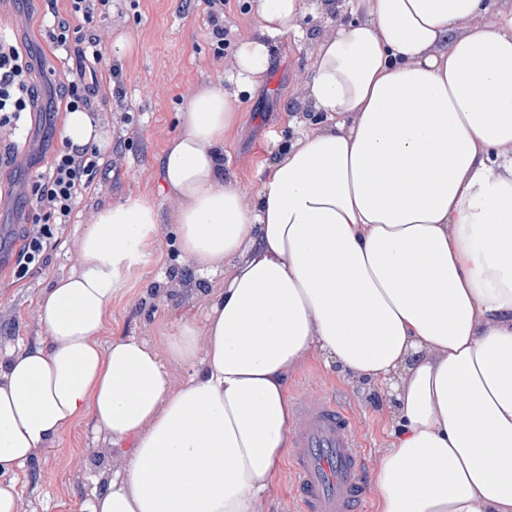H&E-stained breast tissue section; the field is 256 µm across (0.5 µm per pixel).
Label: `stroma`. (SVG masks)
<instances>
[{
	"instance_id": "stroma-1",
	"label": "stroma",
	"mask_w": 512,
	"mask_h": 512,
	"mask_svg": "<svg viewBox=\"0 0 512 512\" xmlns=\"http://www.w3.org/2000/svg\"><path fill=\"white\" fill-rule=\"evenodd\" d=\"M46 9L45 0H0V34L40 55L36 83L43 93L49 90L47 75L60 81L67 71L65 61L42 38ZM112 12V18L101 20L100 32H126L137 43L126 54L111 44L103 46L120 70L112 81L120 95L113 98V112L100 130L111 137L112 124L126 109L133 117L129 137L112 153V166L103 174L97 193L79 201L72 223L53 225L50 265L31 270L18 281L12 267L26 226L15 198L50 157L43 112L27 118L30 136L23 155L28 166L0 168V358L45 339L38 297L75 268L78 240L88 216L105 205L142 196L155 197L159 209L167 210L168 200L158 195L157 170L162 152L178 132L177 114L192 91L220 83L224 76L223 62L214 58L201 0H112ZM335 22L332 10L319 8L307 14L300 36L277 41L266 81L242 98L235 127L224 139V172L249 192H256L270 164L294 139L296 125L313 121L296 75L308 70L318 36ZM223 284V275L204 277L192 269L176 245L171 224L162 222L141 259L124 270L102 340L137 336L162 345L168 323L186 312L203 315L206 295ZM288 395L334 397L360 431L369 463H376L388 448L395 421L394 398L387 389L346 376L315 353L292 375ZM120 464V452L110 436L96 428L92 417H85L16 471L18 512H85L87 501Z\"/></svg>"
}]
</instances>
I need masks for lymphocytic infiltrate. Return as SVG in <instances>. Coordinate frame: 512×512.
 I'll list each match as a JSON object with an SVG mask.
<instances>
[{
	"instance_id": "obj_1",
	"label": "lymphocytic infiltrate",
	"mask_w": 512,
	"mask_h": 512,
	"mask_svg": "<svg viewBox=\"0 0 512 512\" xmlns=\"http://www.w3.org/2000/svg\"><path fill=\"white\" fill-rule=\"evenodd\" d=\"M111 0H49L44 15V33L58 51L90 57L89 66L70 70L55 87L64 111L82 110L92 119L111 109L113 76L118 70L107 64L97 31L98 16L108 14ZM38 59L22 54L12 40L0 39V131L9 160H17L25 117L38 105L33 73ZM104 156L96 144L74 146L63 141L55 148L45 171L31 182L27 203L31 215L24 243L15 258L13 274L23 278L30 269L49 262L51 227L70 223L79 198L94 193L100 183Z\"/></svg>"
}]
</instances>
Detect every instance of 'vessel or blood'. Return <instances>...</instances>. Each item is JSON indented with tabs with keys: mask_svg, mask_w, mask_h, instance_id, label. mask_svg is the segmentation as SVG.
<instances>
[{
	"mask_svg": "<svg viewBox=\"0 0 512 512\" xmlns=\"http://www.w3.org/2000/svg\"><path fill=\"white\" fill-rule=\"evenodd\" d=\"M289 438L298 512H358L365 497L362 438L334 399L297 403Z\"/></svg>",
	"mask_w": 512,
	"mask_h": 512,
	"instance_id": "b4317fda",
	"label": "vessel or blood"
}]
</instances>
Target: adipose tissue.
I'll return each instance as SVG.
<instances>
[{
    "label": "adipose tissue",
    "mask_w": 512,
    "mask_h": 512,
    "mask_svg": "<svg viewBox=\"0 0 512 512\" xmlns=\"http://www.w3.org/2000/svg\"><path fill=\"white\" fill-rule=\"evenodd\" d=\"M308 0H248L224 86L196 89L159 160L183 255L223 274L165 348L100 336L160 221L108 205L38 298L46 338L0 362V512L11 475L93 416L122 464L89 512H262L294 423L288 379L320 352L392 382L378 512H512V7L343 0L303 87L316 122L254 194L224 173L239 96ZM190 369L173 388L168 363Z\"/></svg>",
    "instance_id": "obj_1"
}]
</instances>
